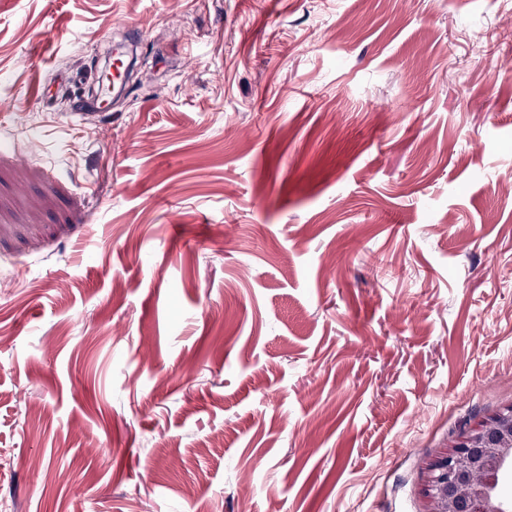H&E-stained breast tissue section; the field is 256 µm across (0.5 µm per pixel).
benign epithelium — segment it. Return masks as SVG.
Instances as JSON below:
<instances>
[{"label":"benign epithelium","instance_id":"1","mask_svg":"<svg viewBox=\"0 0 512 512\" xmlns=\"http://www.w3.org/2000/svg\"><path fill=\"white\" fill-rule=\"evenodd\" d=\"M512 470V406L477 423L427 467L426 512H512L501 493Z\"/></svg>","mask_w":512,"mask_h":512}]
</instances>
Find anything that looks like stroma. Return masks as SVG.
<instances>
[{
  "label": "stroma",
  "instance_id": "obj_1",
  "mask_svg": "<svg viewBox=\"0 0 512 512\" xmlns=\"http://www.w3.org/2000/svg\"><path fill=\"white\" fill-rule=\"evenodd\" d=\"M509 23L0 0V512H425L512 405Z\"/></svg>",
  "mask_w": 512,
  "mask_h": 512
}]
</instances>
